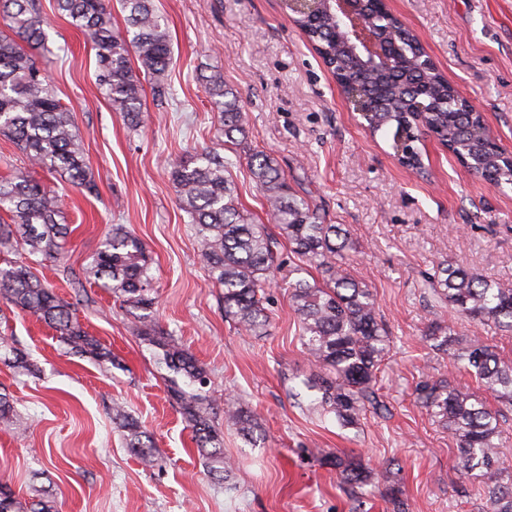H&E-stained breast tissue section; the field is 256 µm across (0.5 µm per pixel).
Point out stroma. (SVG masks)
<instances>
[{
	"instance_id": "1",
	"label": "stroma",
	"mask_w": 512,
	"mask_h": 512,
	"mask_svg": "<svg viewBox=\"0 0 512 512\" xmlns=\"http://www.w3.org/2000/svg\"><path fill=\"white\" fill-rule=\"evenodd\" d=\"M47 42L33 58L73 113L96 192L66 186L59 175L30 168L0 135V179L31 171L58 190L71 233L65 263L39 274L74 304L83 328L109 347L103 366L61 343L28 315L0 323V337L28 353L38 375L0 360V387L14 395L30 428L17 435L0 422V479L18 497L45 490L59 512H485L476 476L465 473L455 435L416 401L425 373H450L461 391L499 414L501 456L512 466V409L446 354L424 346L432 321L466 336H484L512 362V335L501 336L435 303L425 274L447 261L512 284V189L471 174L436 140L421 137L423 171L402 167L389 135L371 133L280 0H154L175 64L163 76L173 95L157 100L143 82V124L112 111L96 80L95 57L81 31L39 0ZM420 39L449 83L479 112L497 143L512 153V0H388ZM236 89L249 117L240 142H226L205 80ZM206 148L232 160L238 201L267 223L265 200L246 161L261 151L278 163L297 195L328 223L348 230V273L371 288L391 341L377 377L387 417L356 428L309 412L302 381L312 366L300 343L287 272L267 288L266 335L243 332L224 316L223 291L197 257V238L171 179L173 163ZM112 224L125 225L153 260L154 314L160 326L205 365L217 400L234 399L256 427L244 438L223 427L224 453L235 462L231 485L210 475L178 408L165 370L137 337L135 310L114 306L94 283L71 288ZM121 403L153 437L144 465L112 424ZM349 456L374 474L363 493L326 465Z\"/></svg>"
}]
</instances>
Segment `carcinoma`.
<instances>
[{
	"label": "carcinoma",
	"instance_id": "cac0c4a2",
	"mask_svg": "<svg viewBox=\"0 0 512 512\" xmlns=\"http://www.w3.org/2000/svg\"><path fill=\"white\" fill-rule=\"evenodd\" d=\"M122 6L128 12L124 33L112 26L111 0H56L58 13L72 20L94 50L99 85L112 110L137 126L142 121L140 76L155 79L154 95L164 98L166 87L159 78L173 65V57L166 25L152 0H122ZM0 21L7 28L0 33V134L15 143L31 165L57 173L89 194L95 192L73 113L55 96L46 73L24 48L47 40V23L36 0H0ZM294 22L341 81L363 87L372 112L367 121L372 132L390 133L396 139L411 127L448 147L462 164L481 158L482 167L476 173L496 181V186L512 185V166L503 158L505 151L489 129L476 128L479 113L468 111L448 79L423 64L419 40L403 24H397L403 35L399 49H390L391 65L377 77L349 54L336 14L297 15ZM206 91L224 124L227 141L236 142V133L246 136L248 119L237 91L219 77L206 80ZM231 165L229 159L203 149L171 169L181 208L196 227L200 262L224 289V317L252 336L266 335V288L286 264L281 252V240H286L300 262L295 271L307 266L322 275L320 284L298 279L289 285L303 352L313 366L303 384L314 396V409L343 429L358 427L370 412L387 411L375 384L390 352L389 336L372 290L343 268L350 248L347 230L326 223L317 208L291 190L273 159L262 153L249 156L247 165L269 204L271 223H254L239 207L228 174ZM0 211L10 218L8 223L0 222V255L7 256L0 266V302L51 325L70 350L102 365L112 362V351L84 330L73 304L38 275L44 262H58L66 253L70 229L63 223L57 193L30 173L18 171L0 180ZM87 273L120 306L142 311L134 331L156 350L158 364L168 370V393L191 428L208 472L229 473L224 438L215 425L217 415L223 414L224 422L244 437L253 433L255 424L234 400L227 398L218 405L206 391V368L156 322L153 276L144 242L122 225H111ZM427 287L436 302L512 335V286L440 263L428 277ZM422 339L452 355L499 403L512 407V362L502 360L482 337L464 340L451 326L433 321ZM0 348L10 356L13 368L37 374L38 368L21 349L8 343ZM415 394L417 403L438 425L454 431L464 470L476 473L485 486L487 512H512V473L499 451L498 414L476 394L453 387L447 375H422ZM2 420L25 430L16 418L13 397L0 392ZM112 422L125 433L127 447L143 462L153 463L151 436L119 404L112 406ZM329 464L353 489L372 484V472L353 460L334 455ZM0 512H57V507L52 499L19 498L0 482Z\"/></svg>",
	"mask_w": 512,
	"mask_h": 512
}]
</instances>
